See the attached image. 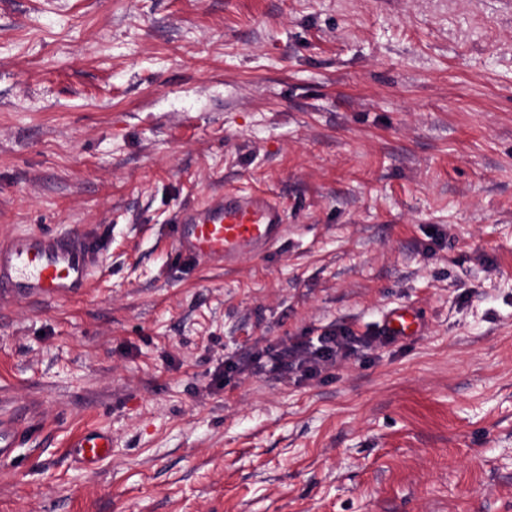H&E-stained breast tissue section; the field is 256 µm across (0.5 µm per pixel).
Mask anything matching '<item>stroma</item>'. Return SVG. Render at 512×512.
<instances>
[{"mask_svg":"<svg viewBox=\"0 0 512 512\" xmlns=\"http://www.w3.org/2000/svg\"><path fill=\"white\" fill-rule=\"evenodd\" d=\"M227 188L287 239L173 261ZM42 228L99 264L0 308L37 423L0 512H512V0H0V239ZM401 307L418 335L315 378L214 381ZM69 448H72V454L85 469L95 470L109 455L112 432L104 428L85 429L70 443Z\"/></svg>","mask_w":512,"mask_h":512,"instance_id":"1","label":"stroma"}]
</instances>
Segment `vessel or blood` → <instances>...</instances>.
Returning <instances> with one entry per match:
<instances>
[{
    "label": "vessel or blood",
    "mask_w": 512,
    "mask_h": 512,
    "mask_svg": "<svg viewBox=\"0 0 512 512\" xmlns=\"http://www.w3.org/2000/svg\"><path fill=\"white\" fill-rule=\"evenodd\" d=\"M285 208L265 192L224 191L205 203L180 210L172 242L175 260L199 265L236 266L243 258L267 256L287 235ZM96 260L91 244L75 234L31 232L0 241V301H59L80 295ZM384 328L395 336H411L417 320L411 310L389 312ZM31 433L18 411L0 413V459L10 458ZM112 433L83 430L72 441L73 455L87 470L108 457Z\"/></svg>",
    "instance_id": "vessel-or-blood-1"
}]
</instances>
